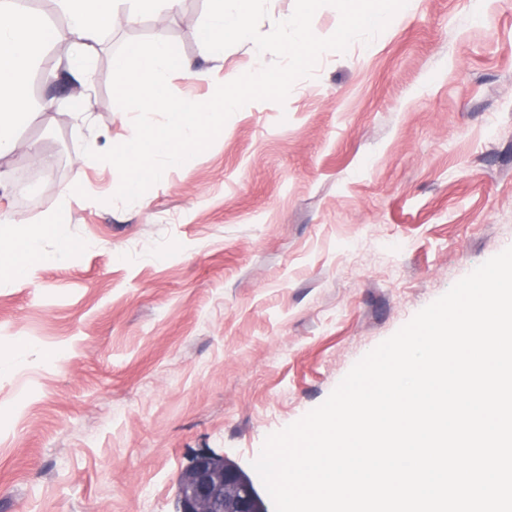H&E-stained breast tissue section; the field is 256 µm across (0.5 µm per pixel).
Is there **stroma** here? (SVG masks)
I'll use <instances>...</instances> for the list:
<instances>
[{
  "instance_id": "stroma-1",
  "label": "stroma",
  "mask_w": 512,
  "mask_h": 512,
  "mask_svg": "<svg viewBox=\"0 0 512 512\" xmlns=\"http://www.w3.org/2000/svg\"><path fill=\"white\" fill-rule=\"evenodd\" d=\"M205 12L181 0L116 27L90 76L63 73L65 45L32 72L0 214L53 211L83 167L64 217L87 249L0 284V363L26 346L0 377V512H175L198 453L251 471L269 434L512 247V0H408L371 44L323 53L284 103L235 112L142 204L115 201L117 170L81 163L89 139L111 148L133 124L113 53L164 39L217 80L254 66L240 44L220 67L200 57ZM27 175L33 199L14 190Z\"/></svg>"
}]
</instances>
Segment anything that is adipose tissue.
Segmentation results:
<instances>
[{"mask_svg":"<svg viewBox=\"0 0 512 512\" xmlns=\"http://www.w3.org/2000/svg\"><path fill=\"white\" fill-rule=\"evenodd\" d=\"M116 0H55L62 24L48 26L38 13L19 8L15 0H0V157L14 153V129L31 112L26 78L47 45L68 44L73 55L64 69L84 72L90 54L104 35L118 25L136 23L145 13L174 11L179 0H136V11L118 14Z\"/></svg>","mask_w":512,"mask_h":512,"instance_id":"obj_1","label":"adipose tissue"}]
</instances>
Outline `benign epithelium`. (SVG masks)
<instances>
[{
    "mask_svg": "<svg viewBox=\"0 0 512 512\" xmlns=\"http://www.w3.org/2000/svg\"><path fill=\"white\" fill-rule=\"evenodd\" d=\"M177 512H269L250 476L210 452L197 454L178 479Z\"/></svg>",
    "mask_w": 512,
    "mask_h": 512,
    "instance_id": "1",
    "label": "benign epithelium"
}]
</instances>
